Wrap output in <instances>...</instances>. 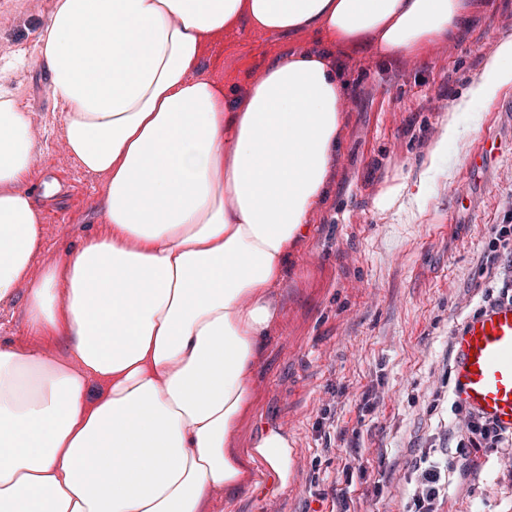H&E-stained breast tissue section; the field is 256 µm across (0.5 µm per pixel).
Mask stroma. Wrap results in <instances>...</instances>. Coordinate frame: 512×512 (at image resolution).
I'll return each instance as SVG.
<instances>
[{
    "mask_svg": "<svg viewBox=\"0 0 512 512\" xmlns=\"http://www.w3.org/2000/svg\"><path fill=\"white\" fill-rule=\"evenodd\" d=\"M476 2L452 39L409 57L334 48L349 89L330 191L288 262L254 409L236 436L249 448L264 428L279 429L293 449L291 474L282 492L241 493L231 512H338L344 491L351 512H407L423 448L452 464L442 512H512V447L461 448L453 434L452 334L481 305L497 264L512 259H488L494 225L512 222V87L454 108L512 40V0ZM54 6L0 0V60L32 50ZM318 44L309 32L288 39L237 26L205 48L201 69L241 95L269 58ZM0 92L32 115L27 186L43 212V263L95 230L103 180L66 153L70 107L50 95L44 73L13 71ZM448 120L457 135L430 162ZM486 136L498 151L470 168ZM456 183L466 202L449 195Z\"/></svg>",
    "mask_w": 512,
    "mask_h": 512,
    "instance_id": "1",
    "label": "stroma"
}]
</instances>
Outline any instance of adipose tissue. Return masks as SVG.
I'll list each match as a JSON object with an SVG mask.
<instances>
[{
	"instance_id": "adipose-tissue-1",
	"label": "adipose tissue",
	"mask_w": 512,
	"mask_h": 512,
	"mask_svg": "<svg viewBox=\"0 0 512 512\" xmlns=\"http://www.w3.org/2000/svg\"><path fill=\"white\" fill-rule=\"evenodd\" d=\"M465 0H57L34 49L72 110L63 140L104 180L99 229L34 269L42 213L24 185L33 120L0 97V303L30 344H0V512H224L288 483L266 428L235 445L280 318L276 290L329 189L347 85L326 49L272 58L244 95L202 75L238 22L410 56ZM512 85V40L459 108Z\"/></svg>"
}]
</instances>
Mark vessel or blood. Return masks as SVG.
Returning <instances> with one entry per match:
<instances>
[{"mask_svg":"<svg viewBox=\"0 0 512 512\" xmlns=\"http://www.w3.org/2000/svg\"><path fill=\"white\" fill-rule=\"evenodd\" d=\"M456 402L512 432V304L468 317L452 338Z\"/></svg>","mask_w":512,"mask_h":512,"instance_id":"obj_1","label":"vessel or blood"}]
</instances>
